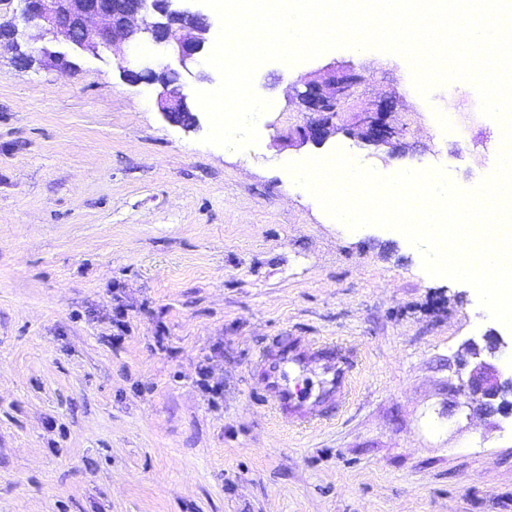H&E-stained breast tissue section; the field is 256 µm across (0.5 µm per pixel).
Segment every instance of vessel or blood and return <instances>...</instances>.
I'll use <instances>...</instances> for the list:
<instances>
[{
  "instance_id": "1",
  "label": "vessel or blood",
  "mask_w": 512,
  "mask_h": 512,
  "mask_svg": "<svg viewBox=\"0 0 512 512\" xmlns=\"http://www.w3.org/2000/svg\"><path fill=\"white\" fill-rule=\"evenodd\" d=\"M355 355L342 348H314L300 337L272 340L256 362L263 404L284 423L329 417L346 398Z\"/></svg>"
}]
</instances>
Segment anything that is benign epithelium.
I'll use <instances>...</instances> for the list:
<instances>
[{
	"label": "benign epithelium",
	"mask_w": 512,
	"mask_h": 512,
	"mask_svg": "<svg viewBox=\"0 0 512 512\" xmlns=\"http://www.w3.org/2000/svg\"><path fill=\"white\" fill-rule=\"evenodd\" d=\"M174 0H21V22H0V48L14 53L18 65L50 63L64 70L77 69L67 54L53 50L68 43L76 54L116 51L125 43L158 47L183 69L197 60L211 34L208 15L188 7H172ZM131 84H158L159 111L170 122L192 128L196 115L182 91L181 74L171 64L160 70L122 68ZM360 77L351 70L332 72L322 81H308L297 99L313 117L296 133L301 143L321 145L336 130L337 109ZM379 109L365 113L362 139L370 146L387 145L396 129ZM459 391L484 415L512 414V335L490 329L465 343Z\"/></svg>",
	"instance_id": "7a95c632"
}]
</instances>
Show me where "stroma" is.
<instances>
[{
	"instance_id": "obj_1",
	"label": "stroma",
	"mask_w": 512,
	"mask_h": 512,
	"mask_svg": "<svg viewBox=\"0 0 512 512\" xmlns=\"http://www.w3.org/2000/svg\"><path fill=\"white\" fill-rule=\"evenodd\" d=\"M162 61L126 45L69 75L0 51V512H512V417L457 390L494 325L474 289L395 230L333 224L286 168L339 148L474 187L501 136L475 88L421 97L376 49L269 62L259 142L232 151L123 78ZM344 68L361 80L336 134L289 141L297 89ZM385 102L397 135L366 145ZM277 336L358 350L332 419L286 427L256 399Z\"/></svg>"
}]
</instances>
